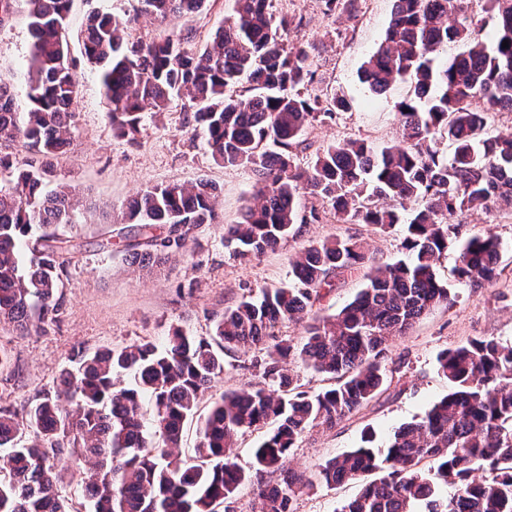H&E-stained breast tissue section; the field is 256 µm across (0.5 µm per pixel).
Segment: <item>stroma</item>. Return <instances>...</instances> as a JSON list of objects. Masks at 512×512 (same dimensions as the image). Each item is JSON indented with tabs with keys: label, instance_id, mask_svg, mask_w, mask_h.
Here are the masks:
<instances>
[{
	"label": "stroma",
	"instance_id": "stroma-1",
	"mask_svg": "<svg viewBox=\"0 0 512 512\" xmlns=\"http://www.w3.org/2000/svg\"><path fill=\"white\" fill-rule=\"evenodd\" d=\"M136 6V0L71 3L70 56L80 93L74 105L72 142L66 154L53 161L46 187L64 185L79 196L74 223L60 225L59 230L76 236L82 247L66 267L62 313L48 332L20 336L11 326L0 324V346L10 358L0 371V406L20 413L35 394L56 385L78 350L143 341L160 345L176 328L192 336H211L212 313L234 305L243 294L258 296L286 283L292 275L291 258L309 240L359 236L370 242L375 262L402 256V232L381 236L363 224H341L329 210L320 222L303 225L297 236L282 242L276 251L247 260L230 255L224 248V227L237 221L251 201L252 172L213 160L184 98L175 100L168 112L145 117L136 139L118 136L106 112L99 73L82 55L81 33L90 14L107 13L129 19V41L148 43L163 33L188 32L192 48L200 49L229 14L231 4L209 0L201 12L162 23L136 16ZM393 7L394 0H357L354 11L339 9L329 14L321 0H271L274 16L290 21L282 33L285 43L313 47L314 82L309 93L328 91L350 103L349 111L334 121L306 130L299 162H307L322 145L335 140L359 138L376 145L399 140L395 105L407 94V84L395 83L378 96L358 78L384 38ZM31 42L27 6L24 0H16L11 16L0 22V75L12 78L22 107L27 104L22 71ZM202 178L217 188L221 223L196 229L183 251L156 272L132 267L111 217L147 187ZM458 221L469 232L489 231L502 240L497 280L483 288L454 284V305L432 310L396 338L385 361L381 393L334 428L306 432L291 452L287 463L291 472L314 479L318 464L357 447L363 430H371L374 446L383 447L401 424L421 419L450 390L436 370L440 351L476 338L512 344V213H464ZM107 240L112 243L108 249L103 246ZM364 274L361 268L337 274L330 291L315 305V313L328 314L350 302L363 288ZM253 358L250 352L225 354L224 372L213 382L208 398L257 384L260 376L251 366ZM359 488V483L349 482L302 490L293 501L294 512H338Z\"/></svg>",
	"mask_w": 512,
	"mask_h": 512
}]
</instances>
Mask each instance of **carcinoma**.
I'll use <instances>...</instances> for the list:
<instances>
[{
	"mask_svg": "<svg viewBox=\"0 0 512 512\" xmlns=\"http://www.w3.org/2000/svg\"><path fill=\"white\" fill-rule=\"evenodd\" d=\"M140 14L163 21L199 12L209 0H137ZM468 0H394L385 37L363 64L359 80L382 93L401 81V141L377 147L344 139L318 150L307 167L295 148L316 122L349 109L336 94L305 93L314 80L304 46L285 45L268 0H233L200 50L190 34L149 44L125 38L126 21L95 14L84 31L86 61L101 67L103 95L117 135L131 139L150 107L166 111L187 97L213 159L244 166L257 192L224 248L240 259L276 249L303 224L321 220L307 194L337 220L380 235L405 226L407 258L372 266L366 286L340 310L315 317L301 347L278 339L284 321L308 315L336 274L371 260L357 236L314 240L292 259V280L244 295L213 314L214 336L176 329L166 343L150 341L95 352L77 351L75 368L54 391L33 397L25 413L0 409V512H230L250 479L237 463L240 431L271 429L254 448L255 473L283 472L299 438L332 428L369 404L384 384L383 362L394 340L453 295L439 264L458 258L454 280L481 287L497 279L502 240L469 235L455 222L466 212L512 210V135L492 128L495 112L512 111V0H484L486 17L467 14ZM71 0H26L32 44L26 73L28 108L15 107L14 85L0 76V143L23 142L32 157L0 154V322L21 334L43 330L62 313L61 274L80 251L73 236L49 231L74 223V194L44 190L52 168L39 162L70 144L79 94L66 19ZM508 47H502L503 41ZM450 42L465 50L442 66L435 56ZM250 93L244 97V93ZM448 142L451 153L441 150ZM215 188L205 179L154 186L133 199L115 223L131 264L142 269L180 252L193 230L217 223ZM258 350L261 382L224 393L200 422L194 456H182L187 421L224 372V353ZM294 355L333 384L299 390L288 369ZM451 392L418 422L400 426L384 448L362 445L317 467V483L364 485L339 512H512V344L472 340L437 357ZM149 402L152 429L143 403ZM68 443L91 465L83 502L69 496L55 459ZM481 471L483 475L475 476ZM454 486L451 496L436 487ZM293 476L263 485L254 512H293Z\"/></svg>",
	"mask_w": 512,
	"mask_h": 512,
	"instance_id": "obj_1",
	"label": "carcinoma"
}]
</instances>
